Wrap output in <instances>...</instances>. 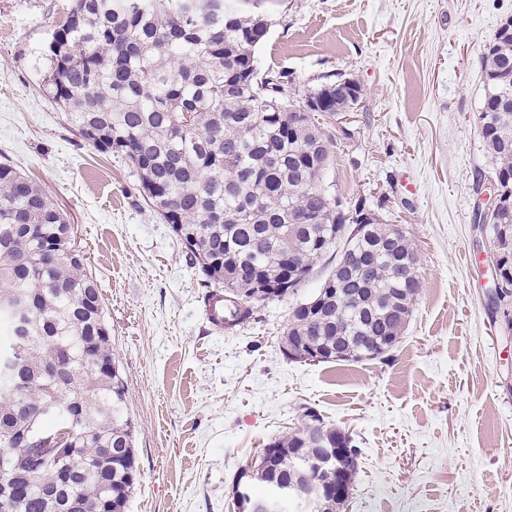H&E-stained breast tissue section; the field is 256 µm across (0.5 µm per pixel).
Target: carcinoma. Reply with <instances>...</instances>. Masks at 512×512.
Returning <instances> with one entry per match:
<instances>
[{
	"mask_svg": "<svg viewBox=\"0 0 512 512\" xmlns=\"http://www.w3.org/2000/svg\"><path fill=\"white\" fill-rule=\"evenodd\" d=\"M264 19L232 0H75L49 44L43 86L64 120L98 153H117L135 168L147 205L172 225L206 286L255 295L295 293L315 265L338 255L318 292L293 310L287 337L336 361L384 358L397 347L421 281L395 277L417 260L398 224L380 221L353 235L326 175L333 135L325 118L353 110L360 88L329 81L299 95L288 72L260 70L255 48ZM481 66L488 86L476 117L504 206L489 225L500 272L512 290V18L498 25ZM224 322L254 310L224 299ZM0 450L29 460V493H0V512H126L139 470L127 389L117 365L101 289L73 228L49 197L0 162ZM314 436L299 427L270 442L302 458L317 438L347 448L349 436L315 415ZM71 429L75 470L62 489L42 448H23L15 433L47 438ZM349 459L319 477L294 469L252 471L272 479L348 483Z\"/></svg>",
	"mask_w": 512,
	"mask_h": 512,
	"instance_id": "obj_1",
	"label": "carcinoma"
}]
</instances>
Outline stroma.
<instances>
[{
    "mask_svg": "<svg viewBox=\"0 0 512 512\" xmlns=\"http://www.w3.org/2000/svg\"><path fill=\"white\" fill-rule=\"evenodd\" d=\"M74 0H0V162L67 215L102 290L128 389L139 484L127 512H236L232 487L304 408L347 432L358 474L342 512H512V330L491 322L472 229L488 164L481 55L512 0H240L270 28L260 68L299 93L350 77L327 181L345 210L399 220L421 288L399 346L362 363L299 362L281 339L329 273L215 330L203 275L145 203L131 164L85 146L41 93Z\"/></svg>",
    "mask_w": 512,
    "mask_h": 512,
    "instance_id": "obj_1",
    "label": "stroma"
}]
</instances>
